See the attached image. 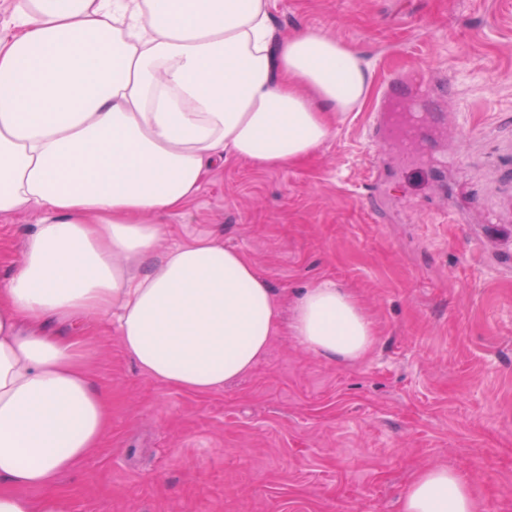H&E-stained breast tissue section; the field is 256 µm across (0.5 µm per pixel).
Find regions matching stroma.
Listing matches in <instances>:
<instances>
[{
    "instance_id": "1",
    "label": "stroma",
    "mask_w": 512,
    "mask_h": 512,
    "mask_svg": "<svg viewBox=\"0 0 512 512\" xmlns=\"http://www.w3.org/2000/svg\"><path fill=\"white\" fill-rule=\"evenodd\" d=\"M271 26L358 50L362 102L304 163L214 167L159 247L220 233L289 301L335 282L374 343L332 362L283 334L199 394L144 373L115 331L91 337L112 425L58 490L72 512H400L444 465L512 512V0H274ZM395 73L434 88L409 157L382 99ZM37 217L0 216L1 280Z\"/></svg>"
}]
</instances>
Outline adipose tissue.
Instances as JSON below:
<instances>
[{
	"instance_id": "adipose-tissue-1",
	"label": "adipose tissue",
	"mask_w": 512,
	"mask_h": 512,
	"mask_svg": "<svg viewBox=\"0 0 512 512\" xmlns=\"http://www.w3.org/2000/svg\"><path fill=\"white\" fill-rule=\"evenodd\" d=\"M271 0H19L0 35V214L40 213L0 282V512H70L55 493L111 422L85 343L115 329L152 378L209 393L286 332L357 361L374 328L347 289L281 297L218 238L157 249L228 159L273 170L316 153L371 68L318 31L274 37ZM43 491L34 500L32 491ZM400 512H478L458 471H420Z\"/></svg>"
}]
</instances>
